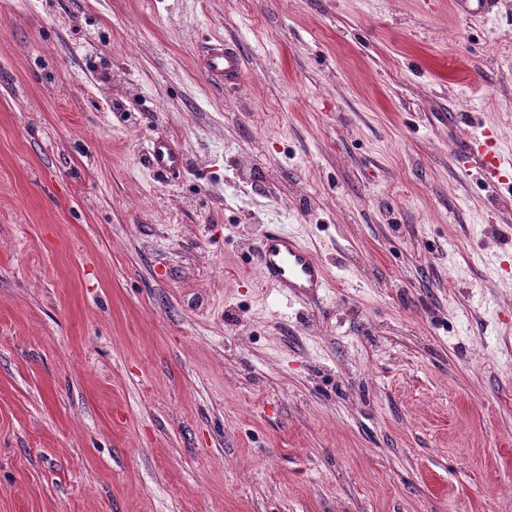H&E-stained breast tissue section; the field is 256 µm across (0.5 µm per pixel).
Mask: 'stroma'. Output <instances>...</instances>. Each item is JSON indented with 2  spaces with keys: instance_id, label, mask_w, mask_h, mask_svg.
I'll return each mask as SVG.
<instances>
[{
  "instance_id": "35a3bbf8",
  "label": "stroma",
  "mask_w": 512,
  "mask_h": 512,
  "mask_svg": "<svg viewBox=\"0 0 512 512\" xmlns=\"http://www.w3.org/2000/svg\"><path fill=\"white\" fill-rule=\"evenodd\" d=\"M487 129L512 0H0V512H512ZM273 228L318 299L261 282ZM203 67L208 77L218 84H236L242 73L239 56L226 47L223 41H216L206 47ZM456 150V156L464 167L467 164H477L486 178L493 183L495 180L501 182L512 171V161L504 158L491 131L464 140ZM149 161L158 171H174L182 165L181 156L165 141H155L149 151ZM255 252L261 281L287 300H315L326 288L323 262L293 234L270 229L258 239Z\"/></svg>"
}]
</instances>
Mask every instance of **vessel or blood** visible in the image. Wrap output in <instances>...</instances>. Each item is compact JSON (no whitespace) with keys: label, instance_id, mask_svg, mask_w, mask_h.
I'll return each mask as SVG.
<instances>
[{"label":"vessel or blood","instance_id":"vessel-or-blood-1","mask_svg":"<svg viewBox=\"0 0 512 512\" xmlns=\"http://www.w3.org/2000/svg\"><path fill=\"white\" fill-rule=\"evenodd\" d=\"M203 67L214 82L225 85L237 83L242 73L239 56L220 41L206 47ZM456 156L462 164H477L491 181L503 180L512 172V161L504 158L490 131L461 142ZM149 161L162 172L176 170L182 164L181 156L161 140L152 144ZM255 252L263 284L284 298L314 300L327 285L323 262L294 235L268 230L259 238Z\"/></svg>","mask_w":512,"mask_h":512}]
</instances>
